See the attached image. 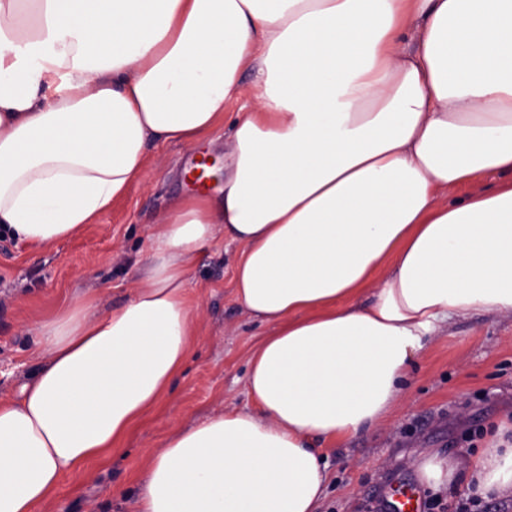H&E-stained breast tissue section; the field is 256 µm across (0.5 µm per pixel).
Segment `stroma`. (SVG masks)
<instances>
[{
  "label": "stroma",
  "mask_w": 512,
  "mask_h": 512,
  "mask_svg": "<svg viewBox=\"0 0 512 512\" xmlns=\"http://www.w3.org/2000/svg\"><path fill=\"white\" fill-rule=\"evenodd\" d=\"M228 126L193 145L152 142L151 165L126 196L77 234L46 250L0 234V400L14 398L43 362L35 329L86 290L102 307L127 300L133 271L148 252L172 199L204 188L192 171L223 164ZM237 247L215 241L188 270L201 301L190 356L161 402L119 449L65 475L38 512H136L142 479L165 439L224 409L249 406L250 351L269 326L233 294ZM512 413V316L473 313L429 343L400 406L382 427L327 449L328 484L318 512H386L393 487L416 483L415 460L437 452L467 456L490 423Z\"/></svg>",
  "instance_id": "stroma-1"
}]
</instances>
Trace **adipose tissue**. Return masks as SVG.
Masks as SVG:
<instances>
[{"mask_svg": "<svg viewBox=\"0 0 512 512\" xmlns=\"http://www.w3.org/2000/svg\"><path fill=\"white\" fill-rule=\"evenodd\" d=\"M245 90L222 185L172 204L131 298L38 326L42 366L0 401V512H34L160 402L214 240L272 327L254 407L169 437L137 512H316L323 450L389 420L428 341L512 315V0H0V228L51 248L142 178L147 143L200 140ZM510 431L420 457L421 484L512 493Z\"/></svg>", "mask_w": 512, "mask_h": 512, "instance_id": "ef3b65f1", "label": "adipose tissue"}]
</instances>
